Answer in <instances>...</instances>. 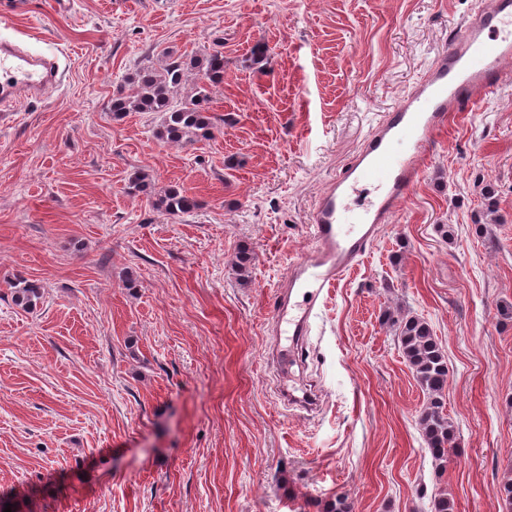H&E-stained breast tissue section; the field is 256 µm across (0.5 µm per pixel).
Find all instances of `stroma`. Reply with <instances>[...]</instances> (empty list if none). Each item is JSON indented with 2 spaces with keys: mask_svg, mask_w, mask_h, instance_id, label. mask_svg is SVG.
<instances>
[{
  "mask_svg": "<svg viewBox=\"0 0 512 512\" xmlns=\"http://www.w3.org/2000/svg\"><path fill=\"white\" fill-rule=\"evenodd\" d=\"M480 0H0V37L60 51L61 84L0 114V502L13 512H502L512 470V83L443 136L309 335H277L324 183ZM224 43L209 140L114 118L162 51ZM263 45L268 61L251 64ZM148 174L149 194L127 190ZM170 188L191 213L154 209ZM256 257L242 286L232 263ZM42 298L26 311L17 279ZM448 357L458 456L432 466L428 396L386 313ZM295 364L281 368L283 349Z\"/></svg>",
  "mask_w": 512,
  "mask_h": 512,
  "instance_id": "stroma-1",
  "label": "stroma"
}]
</instances>
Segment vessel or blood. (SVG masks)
<instances>
[{
	"mask_svg": "<svg viewBox=\"0 0 512 512\" xmlns=\"http://www.w3.org/2000/svg\"><path fill=\"white\" fill-rule=\"evenodd\" d=\"M52 54H35L17 39L0 38V102L43 98L60 80ZM512 82V0H487L467 17L400 102L382 114L357 151L318 193L308 218L310 247L290 263L273 305L275 322L291 319L303 332L330 288L371 252L423 175L436 147L457 118ZM406 141L404 154L392 152ZM356 227L347 206L359 191Z\"/></svg>",
	"mask_w": 512,
	"mask_h": 512,
	"instance_id": "vessel-or-blood-1",
	"label": "vessel or blood"
}]
</instances>
